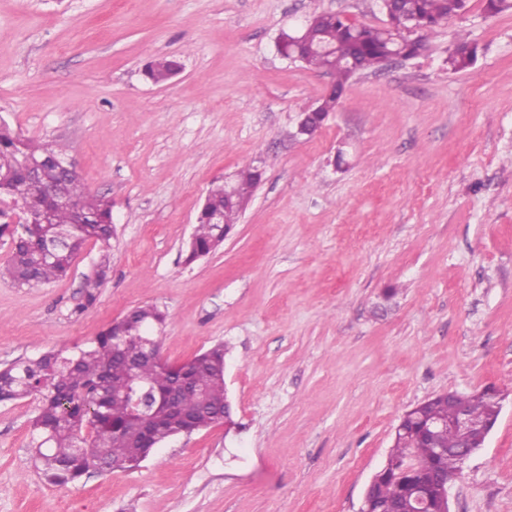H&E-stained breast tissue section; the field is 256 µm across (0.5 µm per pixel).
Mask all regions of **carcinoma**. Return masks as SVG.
Segmentation results:
<instances>
[{"label":"carcinoma","instance_id":"1","mask_svg":"<svg viewBox=\"0 0 512 512\" xmlns=\"http://www.w3.org/2000/svg\"><path fill=\"white\" fill-rule=\"evenodd\" d=\"M469 0H403L397 7L398 24L414 31L431 30L466 11ZM303 42L316 49L306 54L305 64L334 77L322 102L331 112L348 80L360 70L381 65L391 52L416 56L424 48L420 38L394 40L370 26L350 24L340 15L324 12L307 21ZM480 52L479 44L459 36L448 54L453 71L471 67ZM179 68L177 61L161 58L147 65L146 75L160 83ZM47 154H66L60 145L38 144L24 138L7 124H0V197L20 196L26 211L49 209L51 224H23L21 242L11 252L0 276L20 288H35L67 277L85 245L101 247V261L94 276L86 278L87 304L96 300L94 290L106 277L110 241L114 232L112 202L87 193L79 173L63 176L53 167L45 169L39 182L25 180L19 161ZM260 180V173L243 168L236 175L234 190L245 202ZM201 207L198 223L188 245L187 260L206 256L224 240V225L209 222V211L224 208V185L213 187ZM84 223H75L77 215ZM57 247L46 257L35 259L36 247L44 241ZM164 314L151 305L133 309V319L110 325L88 345L77 346L68 356L45 352L20 358L0 370V402L30 396L39 397L37 414L31 423L32 461L52 484L75 483L92 468L133 471L152 453V447L181 434L185 426L196 430L217 422V412L232 416L224 381V343L210 346L193 359L177 366L145 362L140 375L159 402L172 379L183 376L194 389L183 395L177 413L152 423L132 416L122 392L128 385L127 360L140 354L139 339L152 338L153 328L163 324ZM467 411L471 437L450 426L459 410ZM496 416L494 400L478 395L448 393L416 407L406 429L394 436L392 451L373 476L364 496L385 510L394 505L402 512L414 509L413 498L420 493L439 505V489L450 485L462 468L461 451L475 444L484 426Z\"/></svg>","mask_w":512,"mask_h":512}]
</instances>
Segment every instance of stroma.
Here are the masks:
<instances>
[{
    "mask_svg": "<svg viewBox=\"0 0 512 512\" xmlns=\"http://www.w3.org/2000/svg\"><path fill=\"white\" fill-rule=\"evenodd\" d=\"M323 11L387 21L380 0H0V116L65 144L116 229L93 304L92 243L64 280L0 278V367L151 304L165 361L228 346L234 420L57 486L31 460L38 398L0 403V512H360L408 410L487 386L508 396L451 512H512V12L469 0L301 135L333 78L280 38ZM463 32L482 53L455 72ZM166 57L181 71L153 83ZM246 166L237 224L188 261L208 191ZM260 177V173L251 168H243L238 171L235 178L236 184L234 185V190L241 201L247 202L253 190L258 185Z\"/></svg>",
    "mask_w": 512,
    "mask_h": 512,
    "instance_id": "stroma-1",
    "label": "stroma"
}]
</instances>
